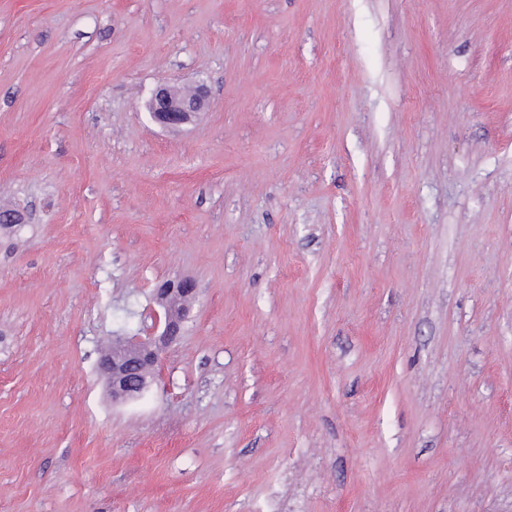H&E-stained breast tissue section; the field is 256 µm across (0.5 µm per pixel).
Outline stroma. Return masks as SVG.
<instances>
[{
	"mask_svg": "<svg viewBox=\"0 0 512 512\" xmlns=\"http://www.w3.org/2000/svg\"><path fill=\"white\" fill-rule=\"evenodd\" d=\"M1 207L0 512H512V0H0ZM209 105V91L199 83L183 92L170 86L154 88L146 101L151 120L165 129L177 130L194 122ZM197 294V285L189 278L156 285L153 300L159 309L149 313L150 324L144 321L139 336H118L102 351L100 368L116 401L139 398L155 382L161 354L181 336L183 323L189 318V304ZM173 299H181L179 311L171 308Z\"/></svg>",
	"mask_w": 512,
	"mask_h": 512,
	"instance_id": "35a3bbf8",
	"label": "stroma"
}]
</instances>
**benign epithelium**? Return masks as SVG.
<instances>
[{"instance_id":"1","label":"benign epithelium","mask_w":512,"mask_h":512,"mask_svg":"<svg viewBox=\"0 0 512 512\" xmlns=\"http://www.w3.org/2000/svg\"><path fill=\"white\" fill-rule=\"evenodd\" d=\"M209 105V91L199 83L183 92L170 86L154 88L146 101L151 120L177 130L194 122ZM196 283L189 278L168 280L156 285V308L148 315L139 335L116 337L102 351L99 364L107 377L112 397L121 402L141 397L155 382L162 352L174 344L189 318V304L197 297Z\"/></svg>"}]
</instances>
